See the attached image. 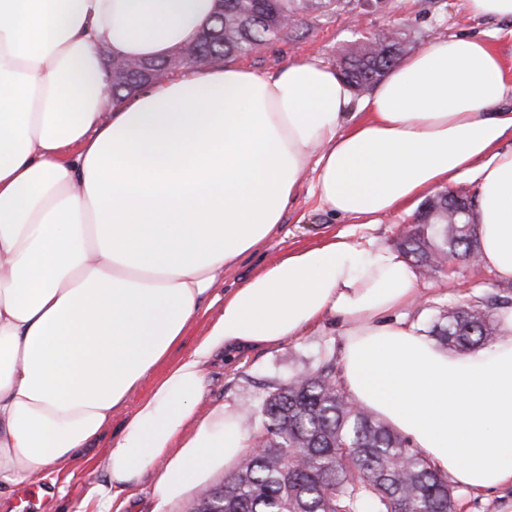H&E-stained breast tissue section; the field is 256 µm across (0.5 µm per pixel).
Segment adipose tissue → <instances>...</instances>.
<instances>
[{"label":"adipose tissue","mask_w":512,"mask_h":512,"mask_svg":"<svg viewBox=\"0 0 512 512\" xmlns=\"http://www.w3.org/2000/svg\"><path fill=\"white\" fill-rule=\"evenodd\" d=\"M215 8L0 0V494L49 478L131 402L80 510L130 512L152 468L156 508L177 503L251 445L237 412L203 406L209 364L277 348L329 314L358 405L452 485L512 486V335L463 358L423 337L399 316L418 288L396 251L340 233L217 291L281 233L305 183L366 227L478 179L480 262L512 281L500 57L481 39H438L358 102L315 60L272 75L217 63L113 105L107 50L167 57ZM206 311L205 334L171 360Z\"/></svg>","instance_id":"1"}]
</instances>
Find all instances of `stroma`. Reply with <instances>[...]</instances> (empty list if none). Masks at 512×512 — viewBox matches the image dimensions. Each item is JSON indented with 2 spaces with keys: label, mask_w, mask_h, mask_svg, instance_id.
I'll list each match as a JSON object with an SVG mask.
<instances>
[{
  "label": "stroma",
  "mask_w": 512,
  "mask_h": 512,
  "mask_svg": "<svg viewBox=\"0 0 512 512\" xmlns=\"http://www.w3.org/2000/svg\"><path fill=\"white\" fill-rule=\"evenodd\" d=\"M358 26H351L348 15L339 12L319 17L312 26H298L287 38L274 42L259 53L242 57L241 65L262 73H272L294 59H312L335 65L342 49L351 41L387 28L404 33L414 50H421L439 37L489 41L512 78V17L488 18L471 14L465 0H366L358 7ZM404 213L381 217L366 228L335 217L309 194H300L284 216V235L275 237L257 252L241 259L224 276L225 290H232L261 273L270 263L288 252L321 245L338 233L348 234L358 245L400 247V229L411 224ZM420 302L412 306L408 322L427 331L448 308L490 302L496 297L512 298V282L498 281L478 263L461 262L455 274L426 273L415 268ZM341 326L335 316H326L307 330L305 336L275 349H256L229 361L218 362L207 376L206 403H224L237 410L250 433L259 430L253 412L271 393L274 385L293 375L315 369L324 356L339 354ZM127 411L112 417L111 425L90 448L82 450L64 469L63 489L53 495L40 492L39 484L17 488L8 498H0V512H78L86 485L101 473L100 461L113 440L123 430Z\"/></svg>",
  "instance_id": "1"
}]
</instances>
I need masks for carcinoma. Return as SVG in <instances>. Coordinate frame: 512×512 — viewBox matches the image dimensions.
Returning a JSON list of instances; mask_svg holds the SVG:
<instances>
[{
    "instance_id": "cac0c4a2",
    "label": "carcinoma",
    "mask_w": 512,
    "mask_h": 512,
    "mask_svg": "<svg viewBox=\"0 0 512 512\" xmlns=\"http://www.w3.org/2000/svg\"><path fill=\"white\" fill-rule=\"evenodd\" d=\"M357 8L353 0H218L212 23L185 50L213 65L251 55L290 33L288 19ZM411 51L400 32L350 44L337 65L355 88L376 84ZM433 227L413 228L407 250L427 261L438 254ZM448 253L478 257L473 231L448 225ZM429 334L461 352L500 339L499 323L479 305L452 308ZM264 441L225 479L223 512H457L458 495L421 450L358 406L344 390L336 358L278 384L255 411Z\"/></svg>"
}]
</instances>
